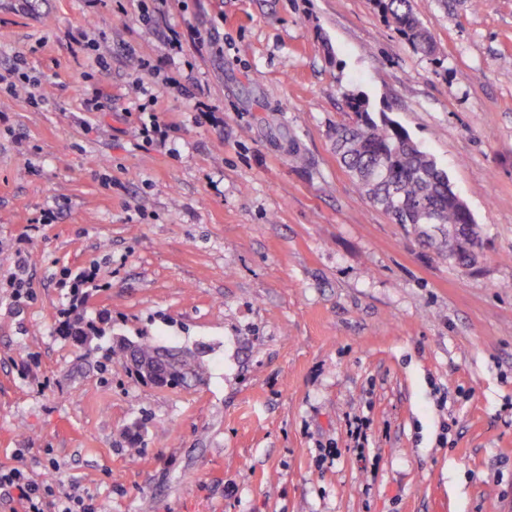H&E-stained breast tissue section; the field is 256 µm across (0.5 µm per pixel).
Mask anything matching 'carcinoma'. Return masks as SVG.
I'll use <instances>...</instances> for the list:
<instances>
[{"mask_svg": "<svg viewBox=\"0 0 512 512\" xmlns=\"http://www.w3.org/2000/svg\"><path fill=\"white\" fill-rule=\"evenodd\" d=\"M375 3L415 52L434 55L433 37L413 11L411 0ZM346 100L356 116L355 127L338 126L332 138L336 155L354 183L396 224H437L445 234L461 233L465 242L458 245L455 262L461 267L471 266L477 256L474 248L481 242L479 226L459 202L447 172L387 113L375 112L364 94L351 92ZM104 333L105 329L81 313L73 317L68 327V335L77 341ZM160 350V346L149 342L137 343L145 368L139 378L168 388L205 379L207 365L200 351L181 354L171 349L170 356L180 357V363L168 362L148 372Z\"/></svg>", "mask_w": 512, "mask_h": 512, "instance_id": "cac0c4a2", "label": "carcinoma"}]
</instances>
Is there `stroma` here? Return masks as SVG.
<instances>
[{
  "instance_id": "35a3bbf8",
  "label": "stroma",
  "mask_w": 512,
  "mask_h": 512,
  "mask_svg": "<svg viewBox=\"0 0 512 512\" xmlns=\"http://www.w3.org/2000/svg\"><path fill=\"white\" fill-rule=\"evenodd\" d=\"M412 7L433 56L372 0H0V74L24 56L45 96L0 92V467L97 512H512V0ZM351 90L447 172L474 266L341 167ZM143 336L205 348V381L109 358Z\"/></svg>"
}]
</instances>
